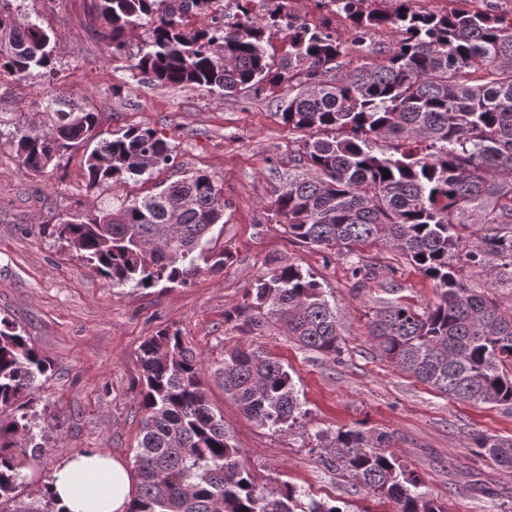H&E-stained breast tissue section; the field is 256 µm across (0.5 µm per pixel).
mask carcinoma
<instances>
[{"label": "carcinoma", "mask_w": 512, "mask_h": 512, "mask_svg": "<svg viewBox=\"0 0 512 512\" xmlns=\"http://www.w3.org/2000/svg\"><path fill=\"white\" fill-rule=\"evenodd\" d=\"M94 0L99 39L116 55L127 37L149 26L129 69L162 85L219 88L227 96L288 88L281 117L301 133L302 175L288 181L269 210L298 244L351 259V275L369 279L363 249L388 246L433 282L424 308L382 299L369 317L381 360L448 398L512 408V301L471 288L464 265L494 260L496 278L512 280V16L459 8L422 14L410 0H313L352 22L349 42L287 10L284 0ZM212 12L211 24L184 31L190 15ZM385 26L395 47L376 62L347 68L348 45L369 48ZM282 36L281 50L273 39ZM51 36L19 23L0 0V80L34 70L56 72ZM52 128L15 131L21 165L46 173L61 151L85 148L87 187H112L157 171L182 177L142 198L69 214L48 236L114 287L185 285L219 272L230 254L216 247L213 227L228 204L222 184L203 170L185 171L176 146L157 130L128 125L96 134L98 113L58 109ZM391 177H383L384 171ZM479 221L476 237H464ZM203 261L199 266L197 261ZM240 331L273 320L281 335L337 362L342 353L336 311L320 283L299 266L258 275ZM137 360L142 385L141 433L134 455L136 494L129 512H344L285 484L263 494L242 450L207 399L202 365L177 333L146 339ZM50 363L0 319V512H63L45 502H14L24 480L18 458L45 446L55 426L28 412ZM224 393L242 413L275 432L303 416L284 365L250 340L224 350L216 369ZM312 449L329 472L356 481L396 512H446L420 491L384 433L356 427L318 430ZM473 451L512 469V438L478 434Z\"/></svg>", "instance_id": "1"}]
</instances>
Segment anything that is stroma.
<instances>
[{
    "instance_id": "1",
    "label": "stroma",
    "mask_w": 512,
    "mask_h": 512,
    "mask_svg": "<svg viewBox=\"0 0 512 512\" xmlns=\"http://www.w3.org/2000/svg\"><path fill=\"white\" fill-rule=\"evenodd\" d=\"M19 21L52 35L55 76L35 71L0 82V317L8 316L48 359L50 369L29 407L56 423L41 454L25 459L21 499L41 498L57 463L98 449L133 463L141 428L140 344L161 331L179 333L204 365V387L216 415L245 454L259 490L290 483L344 512H394L387 500L323 469L311 450L319 429L358 427L391 435L422 488L446 512H512V470L474 455L476 434L512 438V409L441 396L382 361L371 346L366 314L388 296L419 308L436 299L432 282L385 246L365 249L375 280L356 289L347 258L291 241L269 210L289 179L301 175L294 157L300 136L281 119L283 92L224 95L164 86L133 74L146 30L133 32L127 53L112 57L94 35L91 0H12ZM123 87L120 96L112 90ZM100 113L98 131L141 124L175 145L184 169L214 174L230 207L213 228L232 257L222 272L190 285L114 287L44 233L63 215L113 197L144 195L178 175L166 170L147 183L88 188L82 153L67 152L53 171L24 169L10 142L15 128L47 130L58 108ZM292 262L313 273L335 306L342 337L339 362L281 336L274 324L255 339L291 372L304 415L287 432L247 419L224 393L215 370L225 348L243 342L233 311L251 297L260 272Z\"/></svg>"
}]
</instances>
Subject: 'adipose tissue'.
<instances>
[{
	"instance_id": "adipose-tissue-1",
	"label": "adipose tissue",
	"mask_w": 512,
	"mask_h": 512,
	"mask_svg": "<svg viewBox=\"0 0 512 512\" xmlns=\"http://www.w3.org/2000/svg\"><path fill=\"white\" fill-rule=\"evenodd\" d=\"M47 493L65 512H126L134 487L119 460L89 450L57 465Z\"/></svg>"
}]
</instances>
